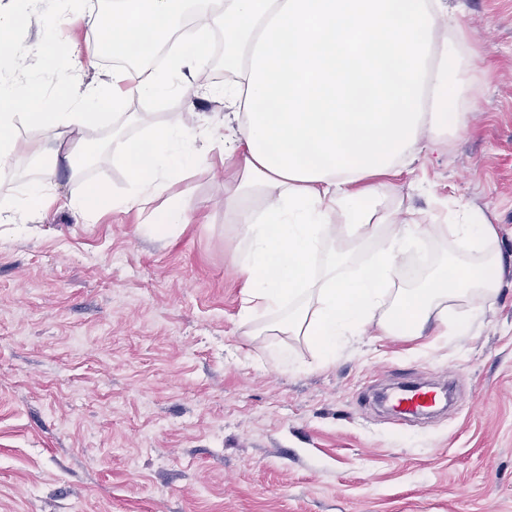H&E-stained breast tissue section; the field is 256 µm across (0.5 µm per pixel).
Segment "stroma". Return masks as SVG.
Segmentation results:
<instances>
[{
	"label": "stroma",
	"instance_id": "35a3bbf8",
	"mask_svg": "<svg viewBox=\"0 0 512 512\" xmlns=\"http://www.w3.org/2000/svg\"><path fill=\"white\" fill-rule=\"evenodd\" d=\"M448 10L477 109L387 181L418 216L462 201L494 223L501 282L469 334L370 333L321 363L310 341L241 318L220 150L155 200L191 205L172 237L146 233L148 210L70 207L91 183L125 192V166L58 168L54 203L0 223V512H512V0ZM51 13L37 0L0 83L69 112L70 67L36 54ZM56 134L17 122L0 203L23 196L33 142ZM410 380L455 382L453 404L414 423L374 406Z\"/></svg>",
	"mask_w": 512,
	"mask_h": 512
}]
</instances>
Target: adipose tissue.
Wrapping results in <instances>:
<instances>
[{
  "label": "adipose tissue",
  "instance_id": "ef3b65f1",
  "mask_svg": "<svg viewBox=\"0 0 512 512\" xmlns=\"http://www.w3.org/2000/svg\"><path fill=\"white\" fill-rule=\"evenodd\" d=\"M58 0L43 24L38 56L51 60L60 21L76 15L89 37L73 48L74 70L97 68L103 49L152 58L166 46L164 70L143 78L112 72L113 105L175 93L184 112L133 139L113 132L107 151L127 168L130 188L106 199L87 185L75 207L92 218L106 209L148 208L191 166L208 164L219 142L232 172L224 179V211L240 240L230 262L243 277L247 321L274 318L276 330L309 339L320 362L338 347L375 331L380 336H463L480 315L474 298L492 294L499 265L487 250L494 225L458 206L441 231L460 256L438 266L419 288L401 287L400 256L428 225L405 217L402 198L382 176L394 173L440 138L469 129L464 101L473 97L449 54L464 36L447 0ZM224 42V68L235 83L216 90L201 80L210 50L201 33ZM83 84L71 112H38L37 96L0 84V154L14 151L17 110L35 122L81 131L107 91ZM223 95L233 109L226 132L203 129L197 99ZM260 207H252L254 198ZM377 241L370 265L351 271L354 248ZM452 302L469 317H448Z\"/></svg>",
  "mask_w": 512,
  "mask_h": 512
}]
</instances>
